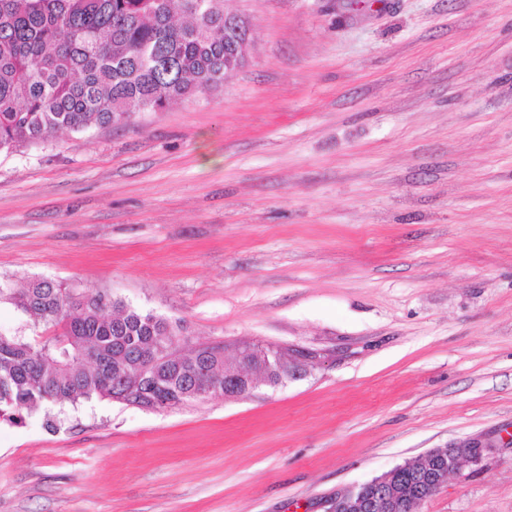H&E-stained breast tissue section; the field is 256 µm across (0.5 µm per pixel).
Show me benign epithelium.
Returning a JSON list of instances; mask_svg holds the SVG:
<instances>
[{
  "label": "benign epithelium",
  "mask_w": 512,
  "mask_h": 512,
  "mask_svg": "<svg viewBox=\"0 0 512 512\" xmlns=\"http://www.w3.org/2000/svg\"><path fill=\"white\" fill-rule=\"evenodd\" d=\"M235 359L246 365V370L226 372L222 379L209 377L196 381L197 397L207 399L211 393H224V398L242 396L240 388L253 392L262 385L276 387L289 381L301 380L310 374L315 357L302 358L297 352L282 346L241 343L236 347ZM483 447L435 449L415 461L414 489L399 485L395 477L403 465L375 477L369 486L373 493L366 495L365 486L337 492L326 502V512H404L409 503L425 494L432 495L451 474H456L465 463L478 465Z\"/></svg>",
  "instance_id": "1"
}]
</instances>
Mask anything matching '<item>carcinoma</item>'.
<instances>
[{"label":"carcinoma","instance_id":"carcinoma-1","mask_svg":"<svg viewBox=\"0 0 512 512\" xmlns=\"http://www.w3.org/2000/svg\"><path fill=\"white\" fill-rule=\"evenodd\" d=\"M224 27V0H0V152L60 132L118 124L224 82L245 53ZM51 334L0 335V419L23 421L51 405L108 399L159 411L187 406L192 377L224 372L210 343L178 350V327L105 292L32 278L0 285V302ZM149 353L166 378L139 371Z\"/></svg>","mask_w":512,"mask_h":512}]
</instances>
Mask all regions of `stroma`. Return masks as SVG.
Here are the masks:
<instances>
[{
  "instance_id": "obj_1",
  "label": "stroma",
  "mask_w": 512,
  "mask_h": 512,
  "mask_svg": "<svg viewBox=\"0 0 512 512\" xmlns=\"http://www.w3.org/2000/svg\"><path fill=\"white\" fill-rule=\"evenodd\" d=\"M223 84L0 153V281L320 354L169 411L0 421V512H324L481 444L417 512H512V0H225Z\"/></svg>"
}]
</instances>
